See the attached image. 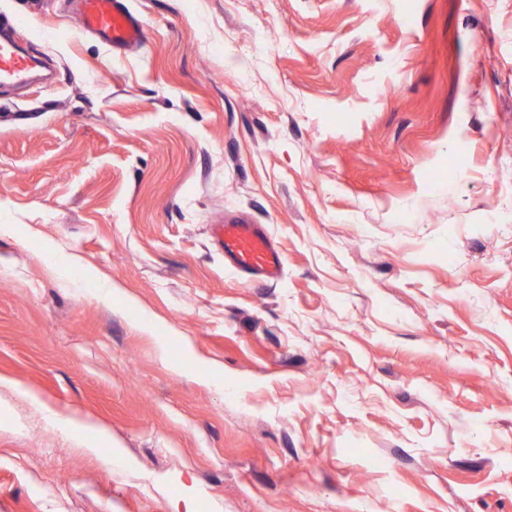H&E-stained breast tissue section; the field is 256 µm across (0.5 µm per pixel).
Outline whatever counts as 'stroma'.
I'll use <instances>...</instances> for the list:
<instances>
[{
	"label": "stroma",
	"mask_w": 512,
	"mask_h": 512,
	"mask_svg": "<svg viewBox=\"0 0 512 512\" xmlns=\"http://www.w3.org/2000/svg\"><path fill=\"white\" fill-rule=\"evenodd\" d=\"M127 2L0 0V512H512V0ZM73 1V12L83 30L105 41L112 50L123 52L144 40V24L126 0ZM14 25L0 24V85L30 83L35 59L27 55L12 36ZM213 224L215 246L238 273L264 282L274 280L283 266V255L260 224L245 217L225 218Z\"/></svg>",
	"instance_id": "stroma-1"
}]
</instances>
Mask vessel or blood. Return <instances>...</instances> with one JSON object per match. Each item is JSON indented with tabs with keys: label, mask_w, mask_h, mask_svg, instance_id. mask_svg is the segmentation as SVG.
<instances>
[{
	"label": "vessel or blood",
	"mask_w": 512,
	"mask_h": 512,
	"mask_svg": "<svg viewBox=\"0 0 512 512\" xmlns=\"http://www.w3.org/2000/svg\"><path fill=\"white\" fill-rule=\"evenodd\" d=\"M73 12L88 33L117 52L141 44L145 38L142 20L127 0H74ZM34 58L27 55L0 24V84L28 85ZM214 243L225 261L241 275L269 282L278 277L283 255L262 225L244 217L225 219L213 227Z\"/></svg>",
	"instance_id": "1"
}]
</instances>
